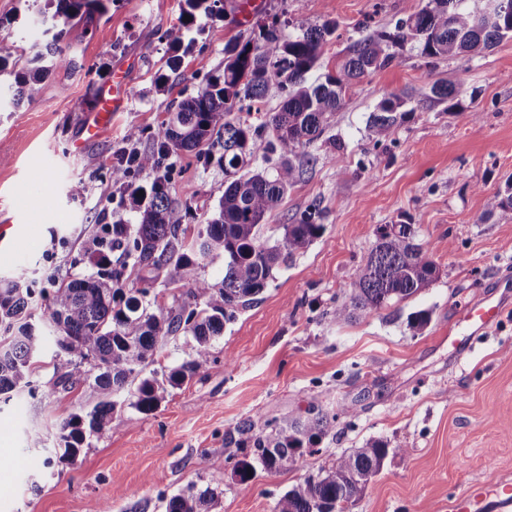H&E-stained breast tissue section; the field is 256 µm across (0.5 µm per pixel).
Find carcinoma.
<instances>
[{"label": "carcinoma", "mask_w": 512, "mask_h": 512, "mask_svg": "<svg viewBox=\"0 0 512 512\" xmlns=\"http://www.w3.org/2000/svg\"><path fill=\"white\" fill-rule=\"evenodd\" d=\"M112 0H32L34 9L49 24V38L22 49L18 55L0 49V76L13 78L15 106L34 102L44 83L63 68L71 73L83 68L81 59L66 43L67 26L103 17ZM182 15L224 14L221 0H181ZM500 10L483 16L456 7L457 0H429L408 15L394 32H381L357 41L336 60L334 72L322 82L309 81L319 63L326 38L336 24L312 26L303 10H297L295 36H284L277 21L258 26L259 32L246 41L224 48L223 74L211 77L194 96L167 110L166 118L153 132L157 150L137 153L129 161L112 167V183L127 193L134 224H103L88 246L90 263L96 272L83 277L53 279L52 293L41 310L39 323L55 333V355L71 366L61 382L72 387L92 382L99 402L86 415L73 416L60 428L62 459L74 461L84 447L86 431L98 432L112 424L114 397L124 391L154 358L158 341L180 330L195 342L194 353L172 368L159 381L144 377L136 387L133 406L144 414L153 412L163 399L165 386L178 387L204 373L210 363L212 341L223 334L224 325L238 312L253 304L267 288L273 271L308 248L323 231L321 212L312 205L294 224H285L282 240L270 243L259 237L265 217L300 181L302 169L291 156L298 148L314 142L322 133L327 117L341 105L346 93L362 77L398 62L389 48L407 41L421 46V55L438 58L488 49L512 31V0H493ZM281 90L277 111L255 126L248 120L231 118L238 110L252 111L262 103L270 84ZM440 101L453 100L458 85L441 78L431 86ZM408 100L397 93L385 96L370 117L374 133L386 136L410 113ZM270 132L280 160L274 173L246 171L225 188L218 209L199 225L193 243L196 257L178 252L175 241L186 234L181 216L170 200V171L156 176L150 187L136 184L142 171H157L162 160L182 151L191 152L205 143L218 144L224 154L218 162L224 168H244L254 154L256 141ZM512 212V182L486 200L485 213ZM411 224H394L377 232L365 264L359 266L351 283L354 293L348 305L332 312L345 321L357 311L380 310L397 298L405 299L426 287L438 275L428 251L415 242ZM119 252L121 263L112 267L110 255ZM224 259V279L212 284L197 274L198 258ZM164 270L165 282L186 289L195 308L185 306L173 312H148L150 289L124 291L120 282L127 269ZM31 289L25 275L0 279V327L10 335L0 341V394L31 385L34 360L43 347L30 311ZM315 416L303 423L293 420L265 435L244 421L228 435V444L245 452L234 475L248 479L255 472L253 462L276 472L304 454L305 437L323 432L330 420L310 407ZM388 445L373 442L342 455L298 482L277 502L275 512H349L359 501L371 478L383 466ZM205 494H179L168 501L167 512H207Z\"/></svg>", "instance_id": "obj_1"}]
</instances>
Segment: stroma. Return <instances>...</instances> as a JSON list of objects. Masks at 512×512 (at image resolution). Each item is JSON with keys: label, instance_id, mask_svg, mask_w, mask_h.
<instances>
[{"label": "stroma", "instance_id": "1", "mask_svg": "<svg viewBox=\"0 0 512 512\" xmlns=\"http://www.w3.org/2000/svg\"><path fill=\"white\" fill-rule=\"evenodd\" d=\"M284 34L296 7L311 24L335 22L313 77L332 68L355 41L396 24L428 0H264ZM180 0H113L89 33L68 39L86 71L57 70L37 102L12 105L0 80V214L11 222L18 264L0 258V277L25 273L41 308L49 275H85L94 268L86 241L104 224L135 215L110 173L122 151L154 148L152 132L169 106L196 94L205 76L224 71V47L248 39L254 20L199 17L186 33L191 50L178 72L166 61L164 32L181 24ZM43 25L23 0H0V48L42 41ZM402 63L356 81L321 136L298 149L304 174L264 220L272 235L318 205L321 236L280 266L258 303L238 313L211 346L206 373L168 389L153 412L132 405L135 386L117 397L112 426L88 436L75 462L52 460L60 426L89 412L92 384L62 386L69 367L45 340L35 392L0 395V512H166L175 495L213 490L209 512H274L278 500L341 454L379 441L392 446L350 512H448V502L474 484L512 481V306L471 334L461 306L498 299L512 282V213L485 216L488 196L512 179V39L467 57L421 56L416 44L397 48ZM126 71L131 99L100 136L74 152L81 115L76 106L95 84ZM461 87L460 111L431 97L434 80ZM408 94L414 112L386 137L369 117L389 93ZM479 113L471 123L470 113ZM139 139L127 140L130 129ZM170 197L183 221L200 224L224 194L217 162L197 153L171 155ZM51 195L38 192L43 174ZM82 184L80 196L70 188ZM412 224L433 256L438 277L380 310L336 322L355 270L366 261L379 227ZM427 314L424 330L412 318ZM184 333L161 339L143 376H163L189 359ZM316 408L333 422L313 438L312 452L277 473L256 470L240 482L241 454L225 436L242 420L270 433L272 423L307 419ZM40 434L41 446L29 437Z\"/></svg>", "mask_w": 512, "mask_h": 512}]
</instances>
